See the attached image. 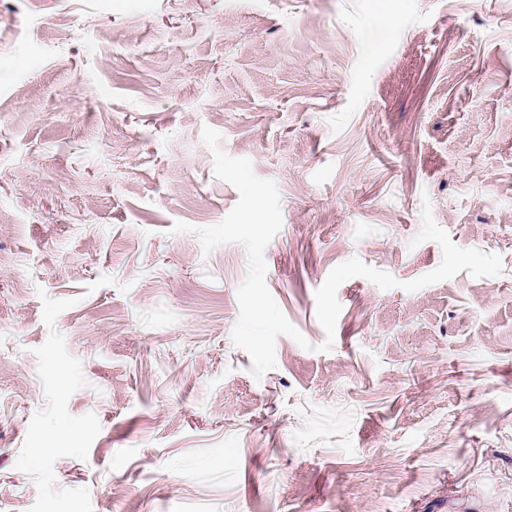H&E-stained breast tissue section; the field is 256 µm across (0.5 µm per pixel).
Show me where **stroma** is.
Returning <instances> with one entry per match:
<instances>
[{"label":"stroma","instance_id":"stroma-1","mask_svg":"<svg viewBox=\"0 0 512 512\" xmlns=\"http://www.w3.org/2000/svg\"><path fill=\"white\" fill-rule=\"evenodd\" d=\"M206 126L280 195L259 378ZM426 201L503 273L350 278L319 351ZM0 512H512V0H0Z\"/></svg>","mask_w":512,"mask_h":512}]
</instances>
